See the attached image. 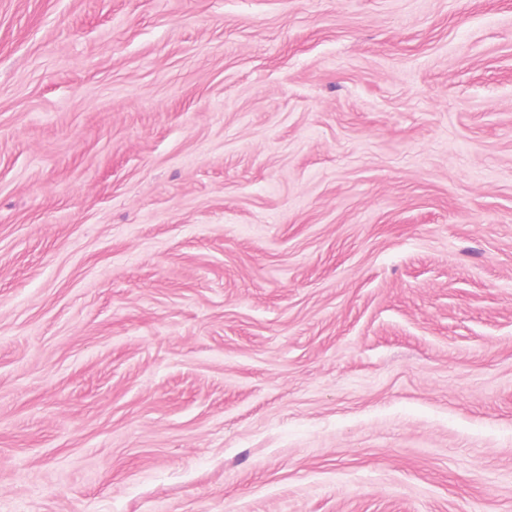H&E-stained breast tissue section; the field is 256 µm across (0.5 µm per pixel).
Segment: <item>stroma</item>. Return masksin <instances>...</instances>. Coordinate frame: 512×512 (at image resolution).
Listing matches in <instances>:
<instances>
[{
    "instance_id": "35a3bbf8",
    "label": "stroma",
    "mask_w": 512,
    "mask_h": 512,
    "mask_svg": "<svg viewBox=\"0 0 512 512\" xmlns=\"http://www.w3.org/2000/svg\"><path fill=\"white\" fill-rule=\"evenodd\" d=\"M0 512H512V0H0Z\"/></svg>"
}]
</instances>
